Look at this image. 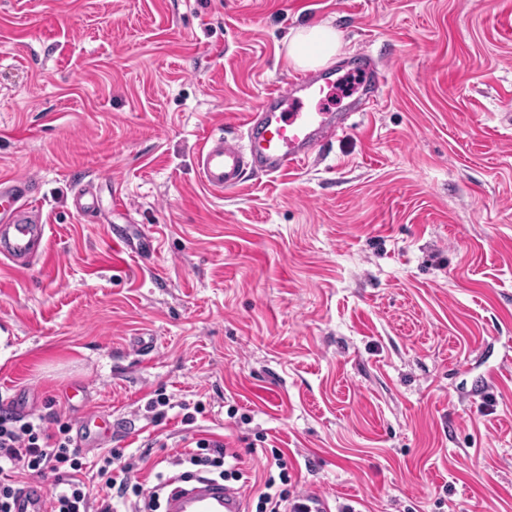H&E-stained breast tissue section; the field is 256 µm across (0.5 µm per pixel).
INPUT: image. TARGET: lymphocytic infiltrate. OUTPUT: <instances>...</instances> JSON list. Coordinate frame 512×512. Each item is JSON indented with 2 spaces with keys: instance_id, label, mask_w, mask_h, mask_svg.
I'll list each match as a JSON object with an SVG mask.
<instances>
[{
  "instance_id": "obj_1",
  "label": "lymphocytic infiltrate",
  "mask_w": 512,
  "mask_h": 512,
  "mask_svg": "<svg viewBox=\"0 0 512 512\" xmlns=\"http://www.w3.org/2000/svg\"><path fill=\"white\" fill-rule=\"evenodd\" d=\"M70 425L49 431L43 418L0 415V512H12L11 502L23 487L24 475L53 473L62 487L49 500V512H116L117 504L130 512H159L165 477L147 487L138 479L141 462L123 452L109 450L98 461V491L82 480L83 456L75 446ZM240 455L228 446L205 439L179 454L176 465L193 466L199 476L218 475L224 481H240ZM292 477L280 451L272 461L252 502L254 512H308L300 495L291 489Z\"/></svg>"
}]
</instances>
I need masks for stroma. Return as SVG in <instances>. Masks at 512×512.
<instances>
[{
  "instance_id": "obj_1",
  "label": "stroma",
  "mask_w": 512,
  "mask_h": 512,
  "mask_svg": "<svg viewBox=\"0 0 512 512\" xmlns=\"http://www.w3.org/2000/svg\"><path fill=\"white\" fill-rule=\"evenodd\" d=\"M314 22L337 65L384 62L378 107L207 192L205 137L287 87ZM2 174L38 181L47 249L0 261L1 410L75 423L81 382L151 471L206 438L256 477L279 448L333 512H512V0H0ZM89 179L149 262L73 208ZM341 35L328 23H316L300 29L288 43V61L298 68L327 65L339 53ZM107 235L112 246L122 254L130 255L138 259L152 255L156 250V238L151 234L135 233L128 227L107 226Z\"/></svg>"
}]
</instances>
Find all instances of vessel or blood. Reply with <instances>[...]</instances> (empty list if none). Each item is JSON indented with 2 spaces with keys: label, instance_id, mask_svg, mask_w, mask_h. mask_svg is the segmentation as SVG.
Segmentation results:
<instances>
[{
  "label": "vessel or blood",
  "instance_id": "1",
  "mask_svg": "<svg viewBox=\"0 0 512 512\" xmlns=\"http://www.w3.org/2000/svg\"><path fill=\"white\" fill-rule=\"evenodd\" d=\"M361 101L376 106L385 84L382 64L365 58ZM339 72L297 73L285 89L268 90L256 111L247 113L238 136L210 133L196 158L203 188L220 194L237 187L246 173L274 177L308 163L313 153L356 128L347 112H327L323 102L328 90L340 82ZM35 179L27 174L0 177V257L25 270L45 250L47 224L34 199ZM107 235L122 254L138 259L152 255L156 239L130 228L111 226ZM80 441L100 445L112 437V422L101 411L83 408L76 426ZM171 490L162 501L163 512H244L237 489L211 480L181 481L172 477ZM13 512H48L45 497L26 486L15 496Z\"/></svg>",
  "mask_w": 512,
  "mask_h": 512
}]
</instances>
